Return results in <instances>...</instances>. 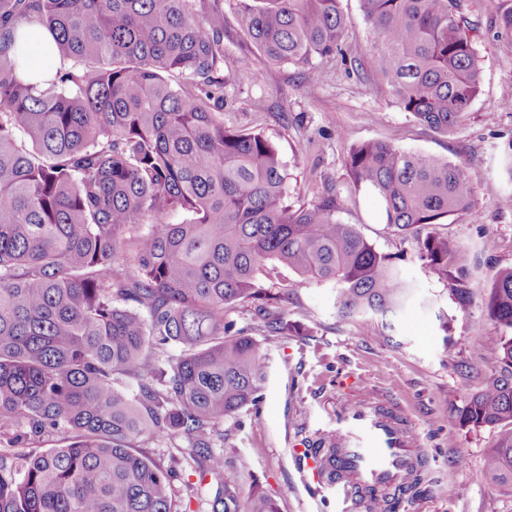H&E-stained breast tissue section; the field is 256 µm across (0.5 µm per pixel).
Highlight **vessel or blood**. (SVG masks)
I'll use <instances>...</instances> for the list:
<instances>
[{"instance_id":"vessel-or-blood-1","label":"vessel or blood","mask_w":512,"mask_h":512,"mask_svg":"<svg viewBox=\"0 0 512 512\" xmlns=\"http://www.w3.org/2000/svg\"><path fill=\"white\" fill-rule=\"evenodd\" d=\"M335 441L338 479L330 492L345 512H350L357 492L409 485L425 462L408 426L386 420L370 393L341 414Z\"/></svg>"}]
</instances>
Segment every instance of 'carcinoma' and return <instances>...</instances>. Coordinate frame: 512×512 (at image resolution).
Returning a JSON list of instances; mask_svg holds the SVG:
<instances>
[{
  "instance_id": "1",
  "label": "carcinoma",
  "mask_w": 512,
  "mask_h": 512,
  "mask_svg": "<svg viewBox=\"0 0 512 512\" xmlns=\"http://www.w3.org/2000/svg\"><path fill=\"white\" fill-rule=\"evenodd\" d=\"M339 2L240 6L266 61L310 65L345 60ZM361 5L375 41L360 68L450 134L480 91L458 0ZM23 23L45 27L60 58L42 85L18 74ZM491 24L511 45L512 6ZM223 71V0H0V512H174L175 470L139 448L176 439L216 481L210 512H277L264 496L242 506L218 451L220 424L256 405L266 380L255 339L226 312L250 302L267 335L288 328V294L260 278L270 263L334 283L345 320L390 328L412 301L397 257L336 217L333 186L294 208L275 144L224 125ZM345 167L398 234L476 216L463 162L366 142ZM170 213L184 219L163 223ZM416 248L466 311L461 245L429 234ZM488 312L502 328L494 370L452 430L512 425V267ZM47 439L56 446L36 450ZM311 448L336 454L329 436ZM479 478L512 486V430ZM399 498L371 492L358 505L393 512Z\"/></svg>"
}]
</instances>
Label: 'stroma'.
Instances as JSON below:
<instances>
[{
	"label": "stroma",
	"instance_id": "1",
	"mask_svg": "<svg viewBox=\"0 0 512 512\" xmlns=\"http://www.w3.org/2000/svg\"><path fill=\"white\" fill-rule=\"evenodd\" d=\"M499 0H461L472 26L481 91L455 131L442 135L416 121L392 91L356 65L373 35L360 0H340L348 22L346 61L314 60L312 66L271 64L243 31L239 0H224V124L262 130L288 164V200L305 207L325 186L336 189L337 218L354 225L376 250L403 256L417 285L416 299L395 330L363 317L336 314V289L285 270L271 279L289 293L288 328L276 336L255 330L250 304L230 309L227 320L248 328L267 362L258 407L225 419L224 463L238 475L242 499L264 495L278 512H340L316 473L294 450L336 428V417L365 391L383 395L385 412L408 425L424 450L421 481L402 495L396 512H512V488L480 479L484 459L507 425L449 430L448 419L480 392L491 366L485 348L501 329L487 312L490 288L501 269L512 267V179L501 150L512 139V46L489 28ZM251 56L253 72L239 66ZM383 140L402 150L463 161L471 178L478 219L451 215L430 232L456 239L470 270L468 312H461L452 283L417 257L415 242L378 223V201L357 192L345 171L351 146ZM496 241L483 248L485 236ZM470 374L459 373V365ZM146 452L174 467L175 512H210L216 486L200 478L197 464L169 442Z\"/></svg>",
	"mask_w": 512,
	"mask_h": 512
}]
</instances>
